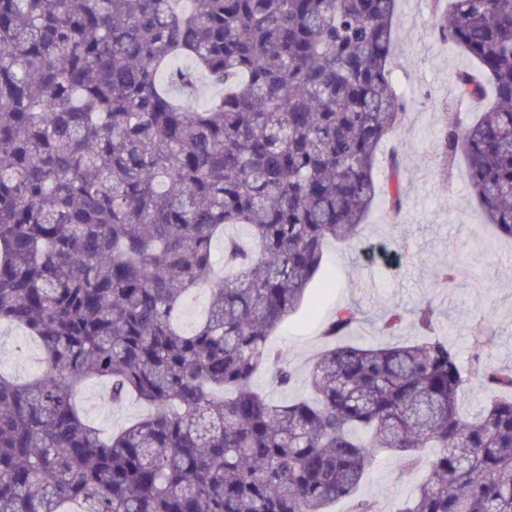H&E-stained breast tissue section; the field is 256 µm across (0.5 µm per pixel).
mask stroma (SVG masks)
Wrapping results in <instances>:
<instances>
[{"mask_svg":"<svg viewBox=\"0 0 512 512\" xmlns=\"http://www.w3.org/2000/svg\"><path fill=\"white\" fill-rule=\"evenodd\" d=\"M396 15L392 72L407 109L390 146L377 155L375 176L378 183L387 182L390 150L399 148L404 204L400 213H393L385 193H378L358 237L325 252L323 272L302 307L273 331L271 345L299 375L285 393L273 388L266 373H257L255 384L276 400L304 392L307 363L326 345L323 327L347 304L360 312L354 340L382 345L421 334L409 321L395 336L383 335L382 323L390 310L432 303L433 335L447 337L464 362L472 352L470 327L483 312L493 311L491 357L512 366V242L494 237L467 185L463 162L441 165L438 134L447 114L479 112L485 105L481 99L464 104L457 99L454 75L471 68L472 62L439 39L432 0H397ZM443 266L455 269L453 285L436 280L435 272ZM39 351L38 343L21 329L0 327L1 371L29 378L37 370L33 357ZM78 402L88 420L106 432L121 430L144 412L134 400L112 403L96 382L80 389ZM426 473V466L407 470L395 456L382 453L368 468L358 495L375 501L380 512H394Z\"/></svg>","mask_w":512,"mask_h":512,"instance_id":"obj_1","label":"stroma"}]
</instances>
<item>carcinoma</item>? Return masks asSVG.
I'll return each instance as SVG.
<instances>
[{
  "instance_id": "obj_1",
  "label": "carcinoma",
  "mask_w": 512,
  "mask_h": 512,
  "mask_svg": "<svg viewBox=\"0 0 512 512\" xmlns=\"http://www.w3.org/2000/svg\"><path fill=\"white\" fill-rule=\"evenodd\" d=\"M396 0H0V323L44 369L0 373V512H378L357 490L385 450L434 448L396 512H512V368L490 363L492 313L468 368L439 336L348 340L324 329L305 394L269 336L302 304L326 246L354 239L379 147L405 115L392 87ZM438 37L476 64L443 160L463 154L488 223L512 239V0H453ZM224 93L197 110L199 77ZM391 206H402L398 150ZM224 235V275L214 244ZM209 300L179 319L200 288ZM414 311L421 330L434 322ZM471 379L484 396L465 417ZM149 412L117 433L77 388Z\"/></svg>"
}]
</instances>
